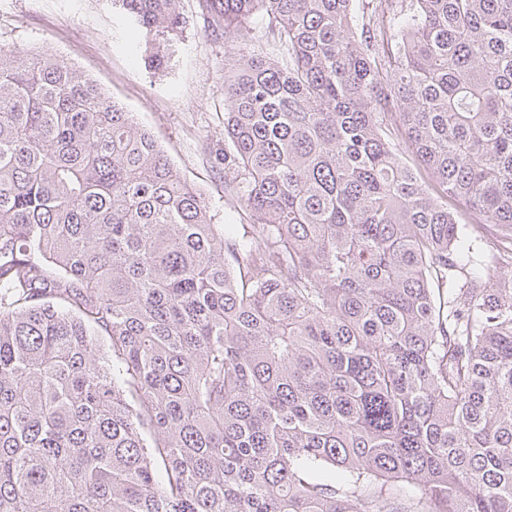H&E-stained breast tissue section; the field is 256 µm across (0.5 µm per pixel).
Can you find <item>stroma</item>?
<instances>
[{"instance_id":"stroma-1","label":"stroma","mask_w":512,"mask_h":512,"mask_svg":"<svg viewBox=\"0 0 512 512\" xmlns=\"http://www.w3.org/2000/svg\"><path fill=\"white\" fill-rule=\"evenodd\" d=\"M188 24L176 36L166 70L145 64V51L112 0H0V47L46 51L94 80L147 128L184 179L203 192L213 223L250 218L224 186L223 35L205 28L198 0H180Z\"/></svg>"}]
</instances>
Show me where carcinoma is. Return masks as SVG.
Segmentation results:
<instances>
[{
	"instance_id": "1",
	"label": "carcinoma",
	"mask_w": 512,
	"mask_h": 512,
	"mask_svg": "<svg viewBox=\"0 0 512 512\" xmlns=\"http://www.w3.org/2000/svg\"><path fill=\"white\" fill-rule=\"evenodd\" d=\"M114 2L166 68L180 0ZM199 7L241 233L0 48V512H512V0Z\"/></svg>"
}]
</instances>
